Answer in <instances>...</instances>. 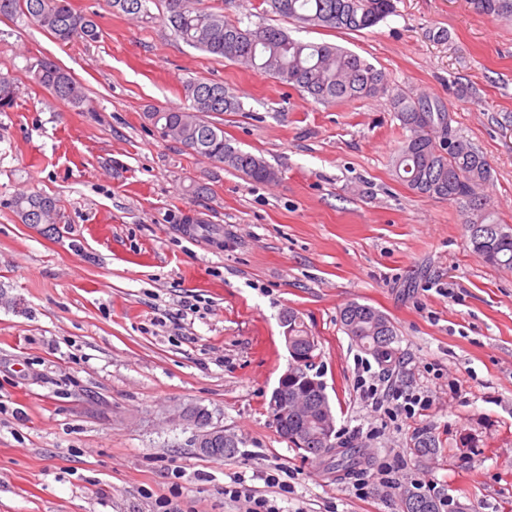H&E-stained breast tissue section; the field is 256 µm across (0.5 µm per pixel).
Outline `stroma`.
Returning a JSON list of instances; mask_svg holds the SVG:
<instances>
[{"mask_svg": "<svg viewBox=\"0 0 512 512\" xmlns=\"http://www.w3.org/2000/svg\"><path fill=\"white\" fill-rule=\"evenodd\" d=\"M97 42L57 43L29 18L0 16V71L17 79L0 113V512H242L224 496L266 471L293 474L282 512H400L410 489L468 512H512V271L474 253L459 204L420 197L390 161L404 132L387 98L320 104L269 76L186 45L148 0L134 18L107 0ZM211 11L350 49L390 86L443 103L457 136L491 165L481 188L512 228V24L468 0H394L355 33L302 28L264 0ZM48 59L84 87L75 107L35 84ZM215 81L244 109L223 116L232 144L276 180L256 183L162 137L149 111L187 107L183 87ZM56 197L55 230L21 223L19 193ZM367 304L392 322L397 360L376 363L340 312ZM296 312L318 343L340 441L363 466L403 465L395 488L354 495L347 473L283 439L268 402ZM428 397L427 415L372 412L362 367ZM207 411L238 441L213 459L179 417ZM437 454L419 459V434Z\"/></svg>", "mask_w": 512, "mask_h": 512, "instance_id": "obj_1", "label": "stroma"}]
</instances>
